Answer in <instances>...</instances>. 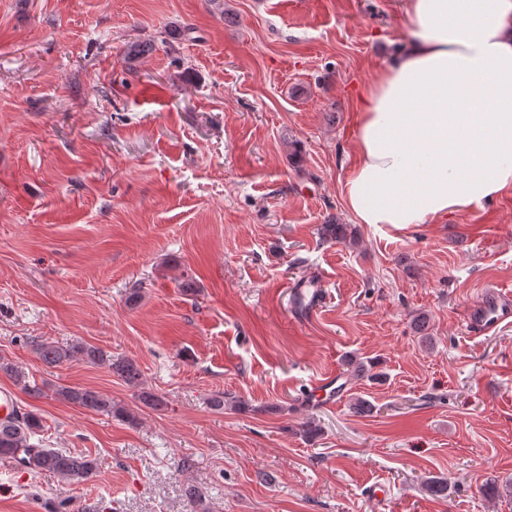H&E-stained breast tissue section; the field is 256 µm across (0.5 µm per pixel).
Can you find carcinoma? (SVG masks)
<instances>
[{
	"instance_id": "1",
	"label": "carcinoma",
	"mask_w": 512,
	"mask_h": 512,
	"mask_svg": "<svg viewBox=\"0 0 512 512\" xmlns=\"http://www.w3.org/2000/svg\"><path fill=\"white\" fill-rule=\"evenodd\" d=\"M320 234L325 240L343 241L347 238V225L324 224ZM39 359L48 367H57L73 359L83 360L91 364H99L107 359V355L98 347L75 342L67 346L44 342L36 348ZM352 375L369 382L381 378V374L373 372L374 364L369 361L351 360ZM112 372L124 383L137 389L139 402L148 408L164 405L161 396L147 387L138 364L132 359L120 358L110 363ZM0 371L15 379L21 389L33 396L41 395V390L25 380L22 371L9 362H0ZM56 395L77 406L93 411L131 419L129 411L112 401V398L87 388L62 386ZM210 406L222 411L224 407L241 410L246 402L241 398L225 393H217L210 398ZM41 418L32 412L16 410L5 420H0V457L14 459L26 472L36 475L64 479L74 484L83 483L92 478L99 468L98 459L90 455L78 454L64 448H50L40 437L42 432Z\"/></svg>"
}]
</instances>
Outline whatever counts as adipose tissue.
I'll list each match as a JSON object with an SVG mask.
<instances>
[{
  "label": "adipose tissue",
  "mask_w": 512,
  "mask_h": 512,
  "mask_svg": "<svg viewBox=\"0 0 512 512\" xmlns=\"http://www.w3.org/2000/svg\"><path fill=\"white\" fill-rule=\"evenodd\" d=\"M343 186L361 224H426L512 189V0H407Z\"/></svg>",
  "instance_id": "obj_1"
}]
</instances>
